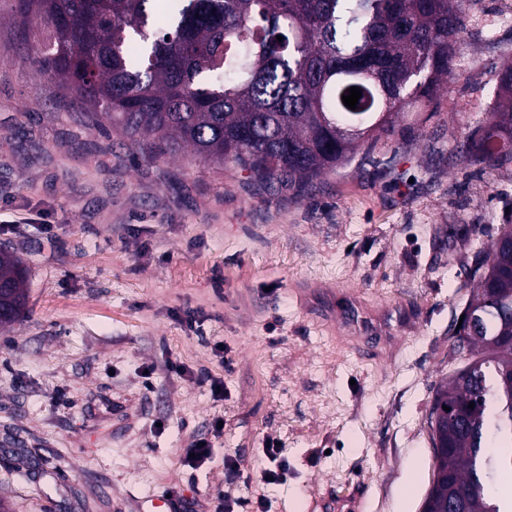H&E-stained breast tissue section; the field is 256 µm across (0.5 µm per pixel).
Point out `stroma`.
<instances>
[{
	"mask_svg": "<svg viewBox=\"0 0 512 512\" xmlns=\"http://www.w3.org/2000/svg\"><path fill=\"white\" fill-rule=\"evenodd\" d=\"M501 8L471 10L435 117L307 190L143 156L87 124L0 23V247L28 269L25 314L0 330V439L42 462L0 451L10 512H146L168 489L202 502L221 487L270 512H307L315 492L335 512H421L431 401L463 364L450 345L466 274L512 221V165L448 157L512 61V27L486 36ZM354 302L375 354L337 326ZM170 357L223 377V399L167 376ZM218 416L213 462L183 466L189 434ZM270 440L287 479L226 484L224 456L253 473Z\"/></svg>",
	"mask_w": 512,
	"mask_h": 512,
	"instance_id": "35a3bbf8",
	"label": "stroma"
}]
</instances>
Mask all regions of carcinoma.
I'll return each instance as SVG.
<instances>
[{
	"label": "carcinoma",
	"instance_id": "1",
	"mask_svg": "<svg viewBox=\"0 0 512 512\" xmlns=\"http://www.w3.org/2000/svg\"><path fill=\"white\" fill-rule=\"evenodd\" d=\"M149 2L0 0V15L6 3L19 35L33 23L45 31L27 60L91 108L92 126L121 129L153 157L188 147L265 185L345 168L364 146L394 141L411 112L429 121L468 34V0H175L165 32ZM352 86L362 93L354 111L342 100ZM449 154L482 168L512 163V65L498 74L486 121ZM511 239L505 224L474 254L463 315L490 289L496 303L477 311L481 330L467 343L477 368L434 393L431 410L449 412L428 418L435 468L422 512L460 490L467 512H512V497L498 493L512 477ZM26 283L21 258L0 249L1 327L23 315Z\"/></svg>",
	"mask_w": 512,
	"mask_h": 512
}]
</instances>
